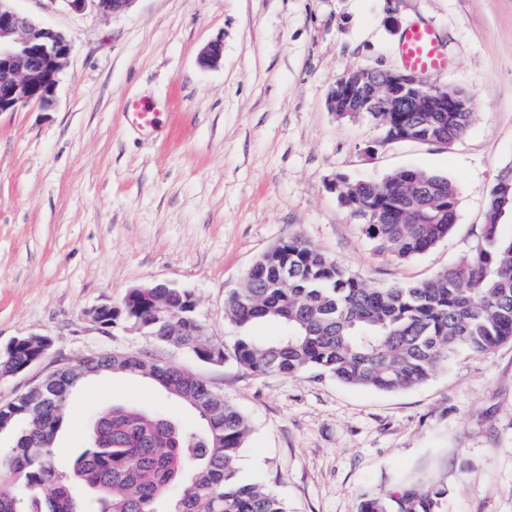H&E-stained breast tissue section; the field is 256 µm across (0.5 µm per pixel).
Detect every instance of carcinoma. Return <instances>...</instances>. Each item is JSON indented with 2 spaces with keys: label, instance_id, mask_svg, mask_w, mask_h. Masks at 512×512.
<instances>
[{
  "label": "carcinoma",
  "instance_id": "carcinoma-1",
  "mask_svg": "<svg viewBox=\"0 0 512 512\" xmlns=\"http://www.w3.org/2000/svg\"><path fill=\"white\" fill-rule=\"evenodd\" d=\"M411 139L431 133L450 144L470 112H405ZM340 202L356 213L378 203L363 225L378 252L398 261L434 247L451 231L457 190L447 177L403 170L380 181L348 180ZM512 211L487 198L488 222L471 256L421 283L372 288L299 236L282 239L229 295L224 312L235 328L232 345L204 335L181 291L132 288L113 324L137 327L155 341L192 353L206 364L233 359L256 374L329 375L352 386L394 392L428 381L459 349L485 354L512 342V237L499 220ZM273 320L277 336L249 335ZM42 336H21L0 354V377L15 375L41 356ZM102 374L141 376L186 402L197 422L113 405L91 421L72 467L56 464L55 442L73 390L30 405L26 391L0 405V434L12 436L0 455V512H288L262 483L237 479L236 461L250 433L246 416L224 395L181 372L134 355L90 363ZM433 512L430 494L390 499L366 496L360 512Z\"/></svg>",
  "mask_w": 512,
  "mask_h": 512
}]
</instances>
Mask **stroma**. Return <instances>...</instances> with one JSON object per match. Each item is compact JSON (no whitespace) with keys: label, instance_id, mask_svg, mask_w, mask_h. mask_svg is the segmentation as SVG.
Returning a JSON list of instances; mask_svg holds the SVG:
<instances>
[{"label":"stroma","instance_id":"obj_1","mask_svg":"<svg viewBox=\"0 0 512 512\" xmlns=\"http://www.w3.org/2000/svg\"><path fill=\"white\" fill-rule=\"evenodd\" d=\"M71 46L54 104L0 112V351L50 337L42 361L0 378V403L59 361L123 353L202 378L247 417L239 480L262 481L289 512H359L364 496L422 487L437 512H512V343L457 351L400 392L328 375H256L198 361L131 327L103 333L85 313L129 289L192 292L212 338L231 343L224 302L282 238L298 235L372 287L420 282L473 254L486 196L512 165V0H15ZM396 12L400 25L386 18ZM433 29L448 68L431 82L475 96L464 135L444 145L381 143L376 124L342 118L330 88L360 68L396 70L405 28ZM223 57L202 66L204 47ZM160 103L152 129L132 101ZM419 169L457 190L448 236L400 262L378 253L336 192L338 177ZM115 404L192 424L150 380L83 384L56 446L74 459L91 419Z\"/></svg>","mask_w":512,"mask_h":512}]
</instances>
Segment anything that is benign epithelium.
I'll return each instance as SVG.
<instances>
[{"instance_id": "1", "label": "benign epithelium", "mask_w": 512, "mask_h": 512, "mask_svg": "<svg viewBox=\"0 0 512 512\" xmlns=\"http://www.w3.org/2000/svg\"><path fill=\"white\" fill-rule=\"evenodd\" d=\"M92 2L103 14L124 11L132 0H66L76 10ZM12 0H0V112H13L36 104L48 107L70 54L65 37L15 10ZM345 100L357 102L359 112H472L475 98L471 93L434 84L419 73L397 70L358 69L340 76L328 94V105L342 111ZM116 306L104 304L90 309L86 318L101 329L112 328ZM81 371L87 377L94 371L79 363H57L33 389L40 388L50 375L60 377L68 386L69 374Z\"/></svg>"}]
</instances>
